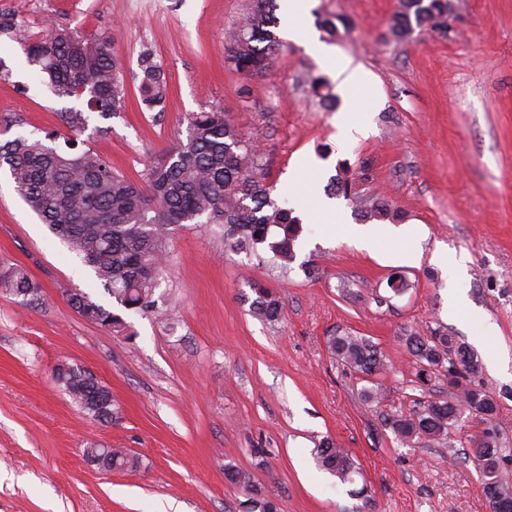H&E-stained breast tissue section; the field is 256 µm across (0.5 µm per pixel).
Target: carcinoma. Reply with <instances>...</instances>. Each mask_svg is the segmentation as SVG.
Masks as SVG:
<instances>
[{"instance_id":"cac0c4a2","label":"carcinoma","mask_w":512,"mask_h":512,"mask_svg":"<svg viewBox=\"0 0 512 512\" xmlns=\"http://www.w3.org/2000/svg\"><path fill=\"white\" fill-rule=\"evenodd\" d=\"M452 7L453 0H399L388 34L396 41L404 40L413 29L445 35ZM276 10V0H251L236 25L225 32V59L237 72L251 78L265 76L279 46L274 32L279 25ZM16 39L25 47L29 62L48 78L56 96L81 99L87 110L102 117L124 105L122 65L108 42L71 29H56L35 40L20 30ZM141 72V101L150 109L163 106L167 80L149 51L142 54ZM311 93L324 107H336L337 97L325 78L313 79ZM63 122L71 132L66 148L50 146L39 137L8 139L0 144V169H5L31 211L82 256L117 305L135 311L154 307L153 292L166 264L170 237L204 214L211 223L224 227V245L231 250L255 254L267 248L285 267L295 260L301 220L294 209L272 198L274 185L267 169L224 111L191 113L186 139L156 156L141 183L116 171L97 152L78 149V136L87 122L84 112H67ZM331 185L350 198L348 170L339 171ZM352 204L361 222L397 218V212L382 199L364 202L354 198ZM0 286L25 301L40 292L20 266L1 276ZM250 289L254 294L250 311L269 323L280 321L279 295L259 281L250 282ZM63 296L84 319L118 335L127 332L119 314L87 293L66 289ZM406 346L414 357L416 384L425 387L443 378L448 382V396L420 401L407 415L387 416V426L401 443L418 438L443 444L463 413L484 419L495 411L493 397L475 384L481 365L469 346L442 330L428 336L411 333ZM327 348L332 358L367 376L369 382L386 372L383 355L365 337L332 336ZM55 379L81 412L95 421L111 423L117 407L105 385L68 363L58 365ZM468 443L467 457L483 476V492L512 502V482L501 476L504 461L512 455L491 433L475 436ZM86 457L104 469L134 470L139 465L138 457L123 448L91 447ZM316 460L343 484L353 485L361 475L348 450L329 439L319 444ZM224 475L249 493V512H278L277 504L257 488L249 472L228 465Z\"/></svg>"}]
</instances>
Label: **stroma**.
<instances>
[{"instance_id": "stroma-1", "label": "stroma", "mask_w": 512, "mask_h": 512, "mask_svg": "<svg viewBox=\"0 0 512 512\" xmlns=\"http://www.w3.org/2000/svg\"><path fill=\"white\" fill-rule=\"evenodd\" d=\"M250 0H0V20L32 38L76 29L112 41L123 65L126 103L88 115L84 144L125 177L141 181L155 156L187 136L192 112L221 109L258 149L276 184L324 195L348 168L364 199H384L416 237L379 224L382 252L358 250L344 197V223L304 225L296 259L281 269L270 253L224 246L216 224H188L167 246L152 311L124 312V336L86 321L65 299L68 286L111 306L93 270L55 238L0 176V273L25 267L37 300L0 288V512H244L248 498L224 477L248 470L279 512H488L482 478L461 443L490 431L512 448V0H459L447 36L387 33L398 0H310L306 23L325 15L350 28L330 39L376 77L364 114L368 137L344 145L338 112L308 93L333 70L283 41L265 77L224 60V30ZM151 50L168 83L164 110L140 101V54ZM0 130L8 137L62 130L60 114L82 100L56 97L36 76L11 31L0 32ZM417 249L418 262L403 260ZM448 254L447 266L432 262ZM407 290L392 293L389 282ZM274 289L285 318L269 323L246 301L250 281ZM464 281L465 306L448 310ZM448 331L481 361L479 380L496 402L489 419L464 415L446 444H400L385 424L417 401L447 394L446 382L412 385L411 331ZM369 338L387 358V397L373 408L358 374L332 360L334 335ZM77 365L109 388L118 414L90 420L54 378ZM347 448L368 492L320 470L324 439ZM126 448L137 471L90 466V445Z\"/></svg>"}]
</instances>
